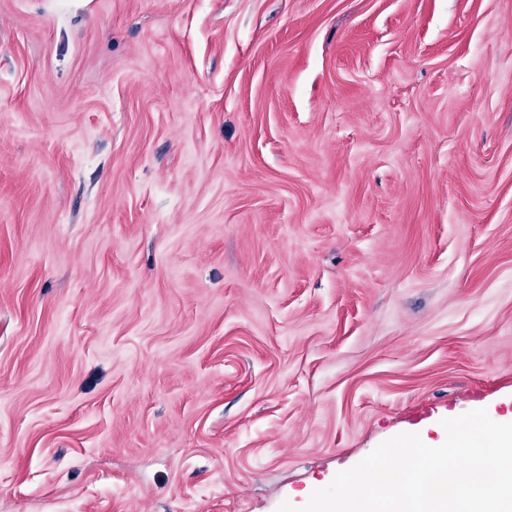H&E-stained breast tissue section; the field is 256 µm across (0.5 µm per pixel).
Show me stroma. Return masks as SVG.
Returning <instances> with one entry per match:
<instances>
[{
  "instance_id": "obj_1",
  "label": "stroma",
  "mask_w": 512,
  "mask_h": 512,
  "mask_svg": "<svg viewBox=\"0 0 512 512\" xmlns=\"http://www.w3.org/2000/svg\"><path fill=\"white\" fill-rule=\"evenodd\" d=\"M512 414V0H0V512H276Z\"/></svg>"
}]
</instances>
